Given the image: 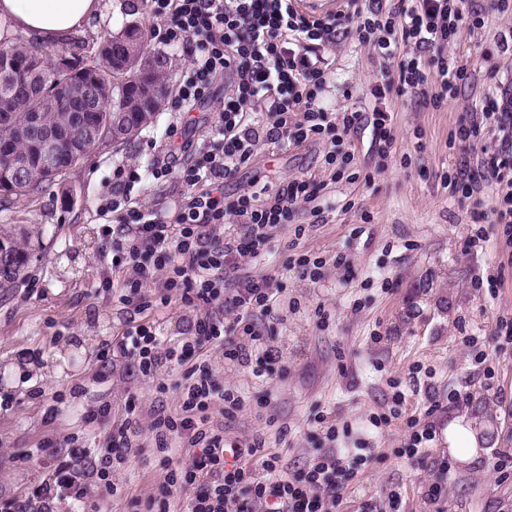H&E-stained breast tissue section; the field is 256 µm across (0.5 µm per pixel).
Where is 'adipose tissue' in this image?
<instances>
[{
  "label": "adipose tissue",
  "instance_id": "1",
  "mask_svg": "<svg viewBox=\"0 0 512 512\" xmlns=\"http://www.w3.org/2000/svg\"><path fill=\"white\" fill-rule=\"evenodd\" d=\"M99 5L100 0H0V28L21 31L38 43H58Z\"/></svg>",
  "mask_w": 512,
  "mask_h": 512
}]
</instances>
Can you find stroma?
Returning <instances> with one entry per match:
<instances>
[{"label":"stroma","instance_id":"obj_1","mask_svg":"<svg viewBox=\"0 0 512 512\" xmlns=\"http://www.w3.org/2000/svg\"><path fill=\"white\" fill-rule=\"evenodd\" d=\"M149 16L148 0H102L79 36L94 52L122 22ZM505 25L493 11L485 12L481 26L464 25L454 52L476 79L457 99L438 109L387 99L396 149L371 184L332 180L323 166L328 146L320 142L284 150L260 146L255 161L224 186L225 194H240L254 181L276 186L305 175L323 182L326 200L355 204L345 213L326 212L302 238L288 228L278 231L268 258L242 266L245 275L280 278L282 304L270 344L287 365V377L261 380L249 366L226 362L221 351L210 353L216 378L248 400L235 418L213 414L227 440L263 438L282 465L295 470L313 454L311 416L320 409L330 424L351 428L337 447H372L373 461L334 512H358L362 501L393 490L401 494L402 512H512V478L501 480L495 468L499 452L512 449V346L499 348L493 335L498 318L512 316V273L496 292L476 287L477 279L496 273L499 246L492 240L481 250H465L473 202L450 196L438 178L458 159L448 137L466 107L490 92L512 90V46L500 43ZM323 55L333 71L325 106L367 107L381 75L378 59L346 42L325 48ZM215 108L212 102L199 105L188 125L182 115L162 110L134 141L93 151L39 194L0 209V234L24 238L30 251L16 285L0 288V493H20L47 476L42 460L21 461L18 453L35 450L47 435L80 432L87 404L110 402L118 419L133 393L144 408L176 409L175 393L157 396L151 379L121 365L104 372L96 362L98 348L120 336L128 318L110 294L97 290L105 271L101 257L109 249L99 235L97 208L116 166H150L178 124L184 139L202 144ZM365 211L371 216L367 223L361 220ZM301 251L325 259L322 279L305 280L294 269L282 272L285 257ZM339 253L348 267L334 266ZM32 280L34 293L26 290ZM319 306L329 315L322 326L314 316ZM26 348L39 351V365L21 363L19 353ZM478 350L488 355L485 365L473 360ZM392 378L400 379L405 395L402 415L367 430L370 417L389 413ZM77 384L84 394L71 395ZM37 387L44 392L39 401L30 397ZM452 392L461 393L460 408L490 427L483 432L488 444L480 466L453 462L445 479L438 464L450 456L444 430ZM51 404L58 415L47 425L43 409ZM426 426L436 437L425 461L404 457L400 448L411 430ZM138 443L119 478L130 495L143 499L158 484L161 467L149 436L141 435ZM438 481L444 493L433 503L425 491Z\"/></svg>","mask_w":512,"mask_h":512}]
</instances>
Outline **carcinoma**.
Wrapping results in <instances>:
<instances>
[{
	"label": "carcinoma",
	"instance_id": "carcinoma-1",
	"mask_svg": "<svg viewBox=\"0 0 512 512\" xmlns=\"http://www.w3.org/2000/svg\"><path fill=\"white\" fill-rule=\"evenodd\" d=\"M106 47L98 57H85V42L71 38L54 49L61 65H48L45 50L28 46L20 38L0 39L6 51L0 53V74H7L21 87V95L0 106V204H9L22 196L37 194L44 185L62 177L85 160L82 152L72 156V146L65 137L58 138L60 163L55 176H50L41 161L42 140L47 135L62 133L76 122L96 128L102 142L112 139V112L127 115V131L122 142L135 139L148 124L138 121L142 108L141 88L145 83L169 85L175 54L151 52L146 41V26L130 21L104 39ZM128 56L153 58L142 73H130L121 84L112 87L110 103L97 104L92 112H68L66 107H84L87 91L93 81L106 82L117 77L116 64ZM23 161L22 181L14 177L10 163ZM28 261L27 244L14 238H0V288H11Z\"/></svg>",
	"mask_w": 512,
	"mask_h": 512
}]
</instances>
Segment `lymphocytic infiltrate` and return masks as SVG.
<instances>
[{"mask_svg": "<svg viewBox=\"0 0 512 512\" xmlns=\"http://www.w3.org/2000/svg\"><path fill=\"white\" fill-rule=\"evenodd\" d=\"M512 14V0H488L487 8L464 0H347L344 10L326 15L301 11L295 0H150L153 18L162 21L156 34L180 48L189 60L171 101L175 112H192L219 100L210 118L211 135L195 146L190 160L173 168L169 153L157 156L149 178L167 183L178 174L182 190L168 206L153 208L135 194L138 168L122 165L98 207L100 234L112 247L105 259L112 274L99 289L117 291L129 313L122 336L106 343L101 367L122 361L151 378L159 394L177 393V408L155 410L142 424L137 395H129L125 416L112 420L103 402L85 409L83 434L56 442L43 440L48 477L20 495L0 494V512H85L90 500L127 497L131 512H171L175 494H185L187 512H332L349 484L366 464V454L330 449L335 427H328L326 447L303 468L287 471L263 439L229 446L212 411L236 417L247 402L239 390L224 387L212 371L208 352L222 350L226 360L252 367L257 378L284 375L286 366L255 325L277 321L282 285L272 276H243L245 259L270 252L281 226L303 237L300 217H321L315 202L322 190L312 178H295L279 186L253 185L228 196L225 183L236 178L260 143L287 149L325 142L323 164L333 178L371 182L347 145L351 132L366 130L380 159L393 152L396 137L392 112L383 109L390 96L410 97L440 108L457 98L470 76L449 46L464 19L479 23L484 10ZM352 41L370 48L386 63L371 90L374 106L334 112L321 106L320 95L331 79L329 67L310 58L314 43ZM227 92H220L223 80ZM512 134V97L493 96L471 109L448 139L450 149L465 151L486 128ZM439 179L452 195L480 197L494 188L489 207L475 211L477 227L466 246L477 250L498 241L501 263L512 266V149L486 152L478 167L468 160L443 170ZM178 303L192 313L183 334L165 337L162 326L146 312ZM183 368L181 382L169 383L170 370ZM108 429L105 445L95 447L89 427ZM148 432L164 471L147 498L128 497L125 483L114 480L123 470L141 432ZM233 448L236 464L224 461Z\"/></svg>", "mask_w": 512, "mask_h": 512, "instance_id": "f902f5d3", "label": "lymphocytic infiltrate"}]
</instances>
